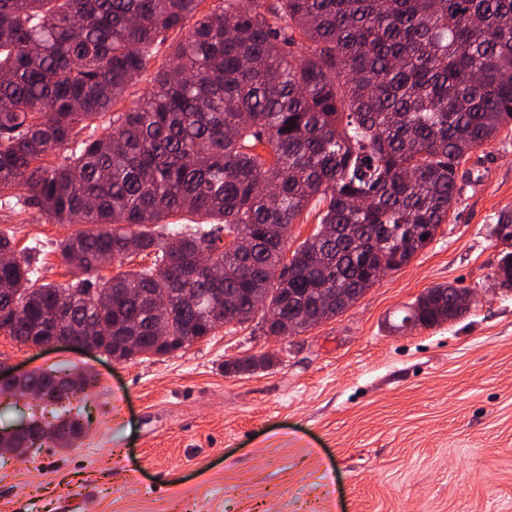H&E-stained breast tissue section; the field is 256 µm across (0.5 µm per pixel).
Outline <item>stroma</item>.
Wrapping results in <instances>:
<instances>
[{"instance_id":"obj_1","label":"stroma","mask_w":512,"mask_h":512,"mask_svg":"<svg viewBox=\"0 0 512 512\" xmlns=\"http://www.w3.org/2000/svg\"><path fill=\"white\" fill-rule=\"evenodd\" d=\"M438 235L336 318L267 336L228 324L188 349L115 362L0 333V367L90 378L72 448L0 457V512H512V291L494 281L512 242V125L460 166ZM73 228L37 207L0 209L43 281L71 277ZM452 283L478 292L461 319L401 330L406 306ZM271 353L273 365L226 363Z\"/></svg>"}]
</instances>
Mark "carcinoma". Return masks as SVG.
I'll return each mask as SVG.
<instances>
[{"instance_id":"cac0c4a2","label":"carcinoma","mask_w":512,"mask_h":512,"mask_svg":"<svg viewBox=\"0 0 512 512\" xmlns=\"http://www.w3.org/2000/svg\"><path fill=\"white\" fill-rule=\"evenodd\" d=\"M201 2L0 0V207L18 190L77 226L58 246L66 285L0 234V323L17 342L48 335L64 296V335L122 353L134 323L162 356L250 321L249 288H370L445 223L460 158L512 124V0H218L198 18ZM176 28L172 63L112 111ZM313 200L320 222L288 259ZM133 251L151 265L92 281ZM87 386L33 372L54 438L32 415L31 447L78 440L84 422L57 403Z\"/></svg>"}]
</instances>
